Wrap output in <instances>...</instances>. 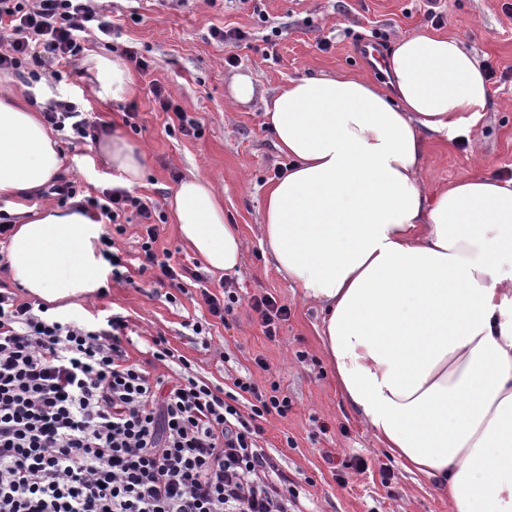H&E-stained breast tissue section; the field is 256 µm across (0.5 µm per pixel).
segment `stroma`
Returning <instances> with one entry per match:
<instances>
[{
	"instance_id": "35a3bbf8",
	"label": "stroma",
	"mask_w": 512,
	"mask_h": 512,
	"mask_svg": "<svg viewBox=\"0 0 512 512\" xmlns=\"http://www.w3.org/2000/svg\"><path fill=\"white\" fill-rule=\"evenodd\" d=\"M502 4H439L444 21L438 32L460 38L498 77L489 83L487 112L473 148L429 143L420 178L430 190L469 171L512 179V16ZM94 6L119 25L111 36L86 38L77 62L80 77L56 78L45 69L6 83L27 95L41 89L45 102L70 100L86 117L105 123L103 139L118 134L144 151V176L132 193L155 208L157 248L171 251L188 271L180 291L152 287L139 269L144 228L140 217L130 214L123 233L110 224L103 227L127 262L129 281L107 278L72 319L96 324L114 314L127 316L130 357L158 376L181 371L176 364L152 360L148 343L162 336L190 361L192 375L212 384L221 386L237 376L263 386L279 384L289 410L283 417L267 415L260 444L297 482L301 512H448L434 484L405 472L343 401L320 351L319 309L302 301L259 243L265 195L285 163L262 124L265 100L288 80L322 73L377 79L358 45L372 43L385 52L399 34L428 28L426 0H261L257 5L251 0H95ZM216 29L240 30L246 37L221 41L212 36ZM128 50L147 60L149 70L132 68L133 90L123 100L93 98L90 53L121 56ZM239 73L251 75L257 93L235 105L229 86ZM155 80L199 123V137L174 129L150 92ZM55 138L65 159L59 179L74 182L80 200L111 188L112 172L105 165H97L92 175L78 167L98 155V145L75 141L69 129ZM192 170L215 184L224 197L225 217L241 229L245 257L237 271L213 274L179 237L168 199ZM224 286L235 289L240 301L221 321L209 316L201 291L216 293ZM266 294L288 308V319L273 339L250 307L253 298ZM195 320L206 322L204 333L193 332ZM385 466L390 469L386 475L381 472Z\"/></svg>"
}]
</instances>
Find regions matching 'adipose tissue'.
<instances>
[{
	"instance_id": "1",
	"label": "adipose tissue",
	"mask_w": 512,
	"mask_h": 512,
	"mask_svg": "<svg viewBox=\"0 0 512 512\" xmlns=\"http://www.w3.org/2000/svg\"><path fill=\"white\" fill-rule=\"evenodd\" d=\"M93 96L120 100L118 56L92 59ZM379 83L351 73L288 81L263 123L288 160L265 197L260 245L324 313L325 360L346 404L409 473L438 480L449 512H512V180L467 174L428 192L430 138L470 141L488 103L476 57L434 30L401 35ZM144 155L121 136L100 159L119 186ZM64 159L40 113L0 84V206L41 193ZM169 210L213 272L242 262L237 225L196 172ZM103 233L82 208L46 203L16 224L10 272L53 312L107 279Z\"/></svg>"
}]
</instances>
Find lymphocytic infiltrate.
Instances as JSON below:
<instances>
[{"label": "lymphocytic infiltrate", "mask_w": 512, "mask_h": 512, "mask_svg": "<svg viewBox=\"0 0 512 512\" xmlns=\"http://www.w3.org/2000/svg\"><path fill=\"white\" fill-rule=\"evenodd\" d=\"M113 26L88 0H0V74L74 68L87 35ZM44 116L83 142L103 131L68 100ZM92 205L112 224L130 210L147 220L141 268L180 287L172 254L154 248L147 200L113 188ZM127 327L120 315L64 323L0 291V512H299L296 483L259 444L265 415L288 412L278 387L154 376L130 362Z\"/></svg>", "instance_id": "1"}]
</instances>
